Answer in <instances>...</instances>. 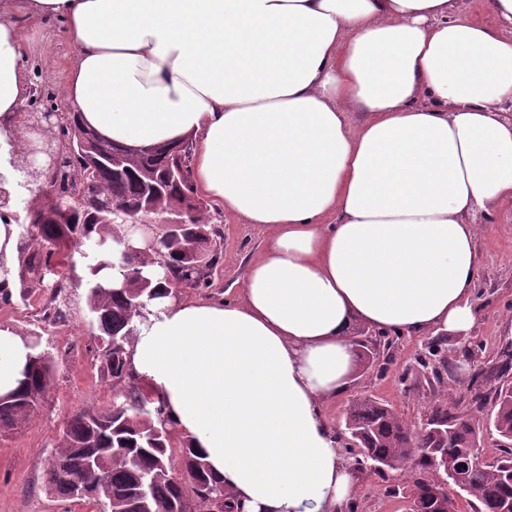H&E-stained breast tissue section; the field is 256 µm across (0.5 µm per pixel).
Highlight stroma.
Masks as SVG:
<instances>
[{
  "label": "stroma",
  "instance_id": "1",
  "mask_svg": "<svg viewBox=\"0 0 512 512\" xmlns=\"http://www.w3.org/2000/svg\"><path fill=\"white\" fill-rule=\"evenodd\" d=\"M30 42L35 54L30 61L32 96L25 109L29 112H67L63 96L67 66L76 52L61 26H30ZM210 213L220 215L221 235L217 240L223 260L209 288H196L195 298L232 300L237 298L249 259L263 245L264 236L254 225L243 224L220 206L209 204ZM486 227L487 263L477 283L482 321L466 338L471 361L461 362L460 375H468L481 362L495 355L502 343L512 340V208L480 214ZM42 300L32 295L28 306L0 304V326H8L21 335L41 333L42 346L62 354L53 386L32 422L15 433L0 434V512H90L77 501L62 502L51 495L44 484L46 458L59 441L66 420L86 407L107 408L123 389L105 374L86 352L90 342V314L84 289H74L72 316L66 324L40 331L36 320ZM424 338L402 336L396 359L386 376L370 370L357 371L345 394L327 407V416L336 430L344 428V413L352 397L367 394L388 403L408 422L420 423L433 401L427 384L409 387L400 374L421 352ZM359 488L365 512H406L410 487L406 476L392 470L378 477L363 470Z\"/></svg>",
  "mask_w": 512,
  "mask_h": 512
}]
</instances>
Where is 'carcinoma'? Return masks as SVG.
<instances>
[{
  "mask_svg": "<svg viewBox=\"0 0 512 512\" xmlns=\"http://www.w3.org/2000/svg\"><path fill=\"white\" fill-rule=\"evenodd\" d=\"M170 145H153L147 157L100 163L95 185L102 207L89 212L40 202L26 210L21 225L18 284L9 285L11 271L0 278V302L27 304L41 291L45 301L40 321L65 323L71 316L72 284L60 269L78 254L87 273L86 302L91 314L88 352L106 373L126 384L109 409L88 407L70 416L62 440L45 462L46 486L63 500H71L77 481L96 485V494L84 501L97 512H238V504L210 475L191 440L174 442L173 423L165 406L134 379L127 368V347L150 316L151 301L167 287L209 288L212 278L196 265L194 255L206 239L212 240L208 264L221 263L214 237L219 230L206 217L202 204L184 215L176 233L155 231L156 263L161 279L144 274L148 255L141 254L139 238L127 234V225L112 213V202L131 205L127 219L146 212L157 214L182 207L183 194L195 193L192 173L171 177ZM85 164L77 146L63 152L56 168L57 192L66 194L84 177ZM356 327L359 359L382 375L393 359L399 335ZM24 379L15 391L0 396V433L29 424L36 410L30 396L48 394L57 359L40 349L34 335ZM429 360L401 377L423 378L442 394L448 391L451 365L440 338L428 343ZM512 370V344L478 369L477 388L461 402L445 400L430 408L417 429L403 428L398 413L371 396L354 398L345 412L342 437L358 449L356 464L379 476L390 470L407 475L412 504L417 512H461V493L477 501L474 512H512V387L501 380ZM490 424L506 444L504 455L493 462H476L471 449L479 443L484 424ZM448 457L454 472L443 475L448 489L433 478L435 462Z\"/></svg>",
  "mask_w": 512,
  "mask_h": 512,
  "instance_id": "carcinoma-1",
  "label": "carcinoma"
}]
</instances>
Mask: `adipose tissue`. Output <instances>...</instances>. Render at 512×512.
Wrapping results in <instances>:
<instances>
[{
	"mask_svg": "<svg viewBox=\"0 0 512 512\" xmlns=\"http://www.w3.org/2000/svg\"><path fill=\"white\" fill-rule=\"evenodd\" d=\"M0 0V172L31 94L26 23L76 45L83 126L130 148L191 142L198 194L264 244L236 300L168 290L128 348L243 512H341L359 479L326 408L354 324L467 335L478 212L512 207V0ZM29 339L0 327V395Z\"/></svg>",
	"mask_w": 512,
	"mask_h": 512,
	"instance_id": "1",
	"label": "adipose tissue"
}]
</instances>
